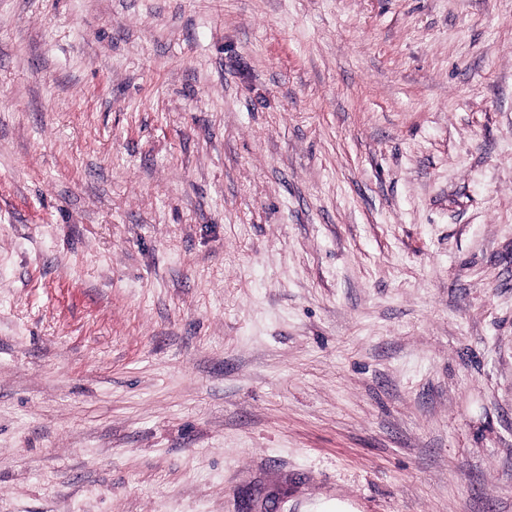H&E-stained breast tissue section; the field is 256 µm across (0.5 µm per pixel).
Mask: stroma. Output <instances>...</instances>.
I'll return each instance as SVG.
<instances>
[{"label":"stroma","mask_w":512,"mask_h":512,"mask_svg":"<svg viewBox=\"0 0 512 512\" xmlns=\"http://www.w3.org/2000/svg\"><path fill=\"white\" fill-rule=\"evenodd\" d=\"M512 512V0H0V512Z\"/></svg>","instance_id":"obj_1"}]
</instances>
